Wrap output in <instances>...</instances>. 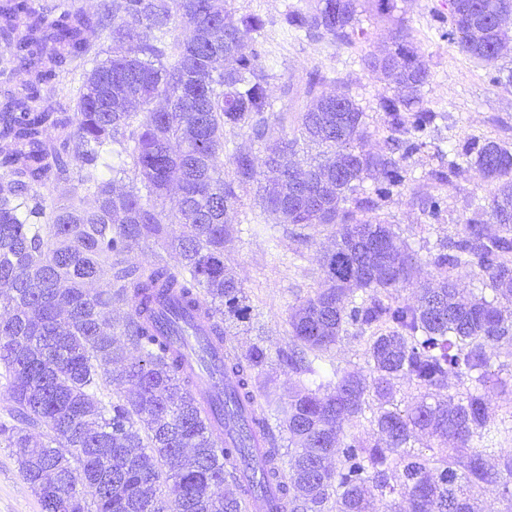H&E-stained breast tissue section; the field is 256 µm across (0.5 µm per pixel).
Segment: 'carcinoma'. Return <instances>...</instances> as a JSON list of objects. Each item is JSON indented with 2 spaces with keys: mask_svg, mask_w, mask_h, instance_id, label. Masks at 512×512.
Instances as JSON below:
<instances>
[{
  "mask_svg": "<svg viewBox=\"0 0 512 512\" xmlns=\"http://www.w3.org/2000/svg\"><path fill=\"white\" fill-rule=\"evenodd\" d=\"M232 2L101 0L90 14L79 0H0V298L9 310L0 319V378L10 417L0 420V445L24 449L20 472L43 512H76L75 499L92 500L95 510L84 512H243L226 489L234 474L223 442L193 380L180 374L177 351L159 337L158 307L172 300L180 312H202L219 346L227 322L246 318L243 282L224 263L226 216L268 171L274 178L261 198L279 223L336 230L322 257L324 288L289 316L288 368L299 380L288 400L255 407L269 359L263 343L225 365L236 393L224 408L240 399L259 423L273 417L287 435L286 453L268 449L260 484L271 481L288 512H373L377 500L386 512H478V492L512 477V425L488 395L499 383L494 360L512 357V149L487 140L437 150L452 159L432 171L436 179L450 182L466 163L494 190L457 238L429 254L436 286L412 301L383 297L409 281L412 257L391 225L359 212L404 185L400 160L425 146L435 122L422 100L430 77L422 55L400 34L364 57L389 79L378 108L390 153L365 149L362 106L348 92L324 93L316 73L299 135L262 159L234 155L227 181L224 132L263 142L274 117L261 64L264 21L226 22ZM511 15L512 0H456L440 38L492 62ZM283 22L314 40H368L357 0H317ZM176 23L188 35L175 36ZM106 29L112 56L85 74L73 112L54 107L50 96L65 93L59 73L85 66L92 36ZM301 142L323 156L306 170L295 162ZM114 144L143 189L117 192L102 178L99 161ZM376 170L383 180L366 194ZM173 184L180 200L170 215L163 199ZM49 187L59 190L54 202L43 193ZM484 215L498 233H488ZM151 238L174 249L178 264L129 260ZM460 275L482 280L480 293L461 299ZM117 304L129 308L119 332ZM351 328L369 333L374 376L336 368L329 379L323 362ZM451 377L468 382L464 393L443 395ZM400 380L420 392L403 409ZM116 381L130 385V397L104 393ZM370 395L373 442L355 432ZM37 428L49 431L48 442H32ZM423 432L435 438L425 452L414 446ZM503 496L512 499L506 482Z\"/></svg>",
  "mask_w": 512,
  "mask_h": 512,
  "instance_id": "carcinoma-1",
  "label": "carcinoma"
}]
</instances>
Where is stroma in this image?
Segmentation results:
<instances>
[{
    "label": "stroma",
    "instance_id": "stroma-1",
    "mask_svg": "<svg viewBox=\"0 0 512 512\" xmlns=\"http://www.w3.org/2000/svg\"><path fill=\"white\" fill-rule=\"evenodd\" d=\"M314 2H233L234 16L251 13L266 23L263 64L270 75L267 90L286 135H293L297 127L307 104L305 86L310 74L317 72L326 78L324 92L347 91L355 96L371 132L368 149L386 152L389 132L377 101L387 82L380 73L361 66L360 57L391 44L397 25L402 24L430 70L424 95L438 119L426 138V148L405 160L404 186L374 212L379 220L392 225L415 259L413 278L395 296L416 299L422 284L435 279L427 263L432 246L457 237L472 216L471 199L490 191L474 167L449 184L430 177V170L438 164L436 147L472 139L512 147V82L494 81L498 72L512 71V40L490 63L460 53L440 37L442 21L448 16V0H395L388 16L378 15L376 0H359V18L369 40L351 46L298 37L282 26L280 18L288 5L306 8ZM430 197L442 201V214L436 221L422 211ZM228 222L231 234L224 243V258L243 280L251 315L232 325L225 345L238 354L256 337H263L269 360L260 380L266 390L280 393L298 380L286 362L291 346L288 319L301 300L320 288L324 277L320 258L332 245L334 229L328 224L304 228L278 223L263 209L253 188L245 193L242 206L230 212ZM18 460V449L0 445V512H42L38 496L19 472Z\"/></svg>",
    "mask_w": 512,
    "mask_h": 512
}]
</instances>
